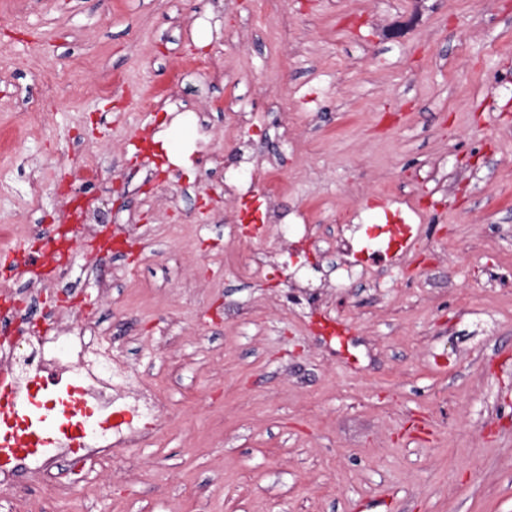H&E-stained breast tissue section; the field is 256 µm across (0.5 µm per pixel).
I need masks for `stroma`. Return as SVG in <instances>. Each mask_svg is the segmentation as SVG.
Masks as SVG:
<instances>
[{
  "label": "stroma",
  "instance_id": "stroma-1",
  "mask_svg": "<svg viewBox=\"0 0 512 512\" xmlns=\"http://www.w3.org/2000/svg\"><path fill=\"white\" fill-rule=\"evenodd\" d=\"M207 54L222 77L183 83ZM176 90L186 111H144ZM263 154L283 223L397 208L429 255L325 288L311 253L323 306L282 307L291 270L236 268L282 245L236 234L262 198L220 192ZM80 155L133 252L92 264L83 238L45 296L111 332L167 424L0 512H512V0H0V251L53 234Z\"/></svg>",
  "mask_w": 512,
  "mask_h": 512
}]
</instances>
